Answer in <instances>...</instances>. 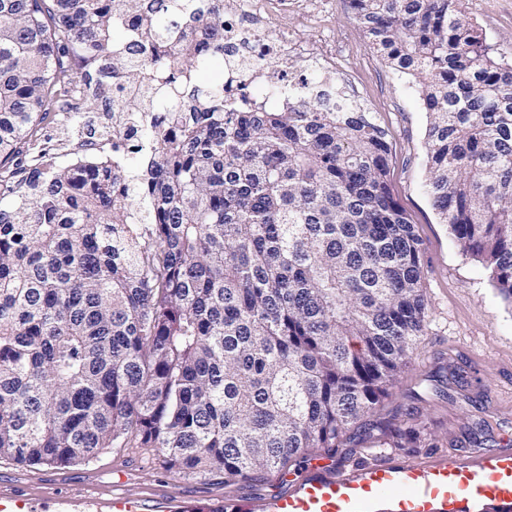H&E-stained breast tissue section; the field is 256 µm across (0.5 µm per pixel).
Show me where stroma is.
Here are the masks:
<instances>
[{
  "label": "stroma",
  "instance_id": "obj_1",
  "mask_svg": "<svg viewBox=\"0 0 512 512\" xmlns=\"http://www.w3.org/2000/svg\"><path fill=\"white\" fill-rule=\"evenodd\" d=\"M486 41L512 55V0H466ZM276 33L327 51L332 68L316 57L296 61L298 76L343 86L389 133V185L421 243L422 287L428 321L410 362L388 397L332 448H311L284 467L249 481L165 470L151 448L108 449L98 459L66 467L23 466L0 460V493L53 500L50 512H72L62 490L94 487L108 494L113 476L128 493L152 502L179 495L190 512L233 500L258 502L301 479L315 463L337 469L371 460L376 451L414 462L435 454H462L512 444V306L488 272L463 253L441 224L426 194L425 135L429 114L417 87L393 70L363 37L349 0H273ZM414 428L413 443L399 434Z\"/></svg>",
  "mask_w": 512,
  "mask_h": 512
}]
</instances>
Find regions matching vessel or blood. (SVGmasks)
I'll list each match as a JSON object with an SVG mask.
<instances>
[{
  "instance_id": "1",
  "label": "vessel or blood",
  "mask_w": 512,
  "mask_h": 512,
  "mask_svg": "<svg viewBox=\"0 0 512 512\" xmlns=\"http://www.w3.org/2000/svg\"><path fill=\"white\" fill-rule=\"evenodd\" d=\"M114 482L109 499L89 489L78 496L86 505L108 501L112 512H143L144 504L126 496ZM399 492V512H442L447 500L512 504V447L464 455H436L415 463L387 460L339 472L311 467L286 492L258 503L259 512H361L384 492Z\"/></svg>"
}]
</instances>
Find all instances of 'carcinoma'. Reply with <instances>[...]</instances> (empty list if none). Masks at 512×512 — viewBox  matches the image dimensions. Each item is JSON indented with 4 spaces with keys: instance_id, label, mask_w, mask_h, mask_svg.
I'll return each instance as SVG.
<instances>
[{
    "instance_id": "cac0c4a2",
    "label": "carcinoma",
    "mask_w": 512,
    "mask_h": 512,
    "mask_svg": "<svg viewBox=\"0 0 512 512\" xmlns=\"http://www.w3.org/2000/svg\"><path fill=\"white\" fill-rule=\"evenodd\" d=\"M466 0H350L429 111L427 195L512 304V59ZM221 0H0V459L153 448L227 481L334 448L424 327L420 243L390 144L343 87L279 112L198 73ZM147 115L137 176L46 161L45 121Z\"/></svg>"
}]
</instances>
